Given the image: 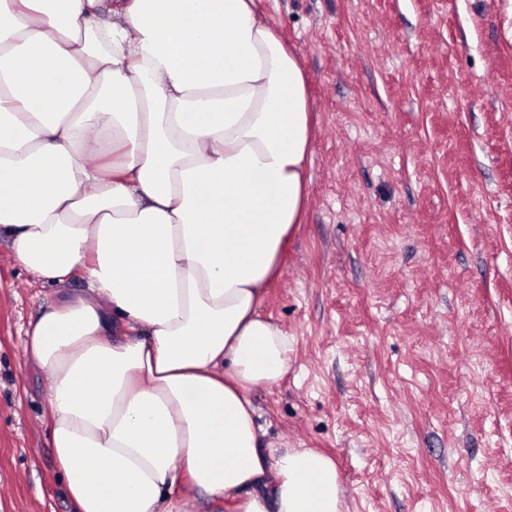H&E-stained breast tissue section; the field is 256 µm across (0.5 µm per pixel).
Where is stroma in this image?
Segmentation results:
<instances>
[{
	"mask_svg": "<svg viewBox=\"0 0 512 512\" xmlns=\"http://www.w3.org/2000/svg\"><path fill=\"white\" fill-rule=\"evenodd\" d=\"M307 74L308 208L263 311L265 448L344 512H512V0H256ZM0 239V512H72L25 354L55 298Z\"/></svg>",
	"mask_w": 512,
	"mask_h": 512,
	"instance_id": "obj_1",
	"label": "stroma"
}]
</instances>
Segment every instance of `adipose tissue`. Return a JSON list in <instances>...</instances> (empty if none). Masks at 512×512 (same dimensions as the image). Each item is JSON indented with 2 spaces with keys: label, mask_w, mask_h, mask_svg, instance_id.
Segmentation results:
<instances>
[{
  "label": "adipose tissue",
  "mask_w": 512,
  "mask_h": 512,
  "mask_svg": "<svg viewBox=\"0 0 512 512\" xmlns=\"http://www.w3.org/2000/svg\"><path fill=\"white\" fill-rule=\"evenodd\" d=\"M307 79L255 0H0V236L82 276L25 350L75 512H343L335 463L264 449L263 315L307 207Z\"/></svg>",
  "instance_id": "obj_1"
}]
</instances>
